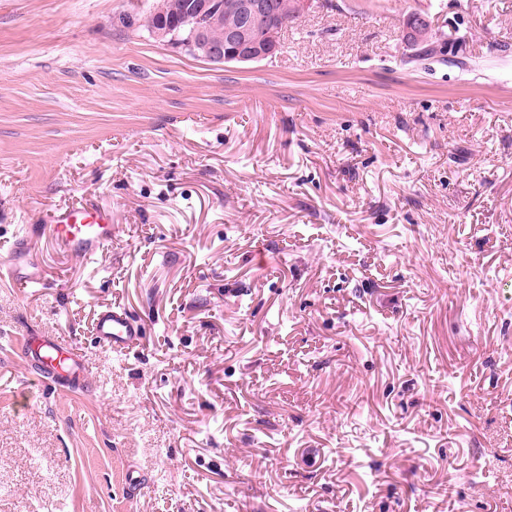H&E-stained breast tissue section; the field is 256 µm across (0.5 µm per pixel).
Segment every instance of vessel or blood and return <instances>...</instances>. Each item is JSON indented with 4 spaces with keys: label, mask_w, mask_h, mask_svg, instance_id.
Masks as SVG:
<instances>
[{
    "label": "vessel or blood",
    "mask_w": 512,
    "mask_h": 512,
    "mask_svg": "<svg viewBox=\"0 0 512 512\" xmlns=\"http://www.w3.org/2000/svg\"><path fill=\"white\" fill-rule=\"evenodd\" d=\"M46 227L52 241L63 255L90 259L112 237L110 213L91 206L65 208L51 212ZM32 226H24L15 241L8 259L13 279L24 285L38 288L43 276L38 268L23 272L18 268L22 257L30 253ZM142 336L140 325L125 312L111 308L102 309L96 322V337L102 344L120 351L135 344ZM23 357L40 372L42 379L62 386H78L88 378V369L80 353L70 344L55 336H30L21 347Z\"/></svg>",
    "instance_id": "b4317fda"
}]
</instances>
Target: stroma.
Segmentation results:
<instances>
[{"instance_id": "1", "label": "stroma", "mask_w": 512, "mask_h": 512, "mask_svg": "<svg viewBox=\"0 0 512 512\" xmlns=\"http://www.w3.org/2000/svg\"><path fill=\"white\" fill-rule=\"evenodd\" d=\"M152 2L0 0V512H512V0H304L226 65ZM90 204L111 243L62 256ZM417 17V20L411 19L402 26L401 37L407 47H416L423 39L425 33L431 28L430 21L425 16L418 15ZM433 39L434 35L430 32L418 45L426 55H429L432 52V49H430L429 46L432 45ZM55 248L65 256L95 257L112 238V216L93 206L57 209L47 218ZM32 232L33 226L30 224L24 226L21 229V235L19 234L17 237V240L15 241L10 252L8 267L12 278L17 282L22 283L25 286L38 288L43 285V276L33 260L28 261V267L30 268L29 271L21 273V271L18 269V262L22 259V257L26 258L30 253L29 243ZM96 337L102 344L120 351L141 339L140 325L123 311L102 309L96 322ZM23 358L40 372L39 380L54 381L62 386H79L88 378L83 357L70 344L56 336L24 337Z\"/></svg>"}]
</instances>
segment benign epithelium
<instances>
[{
  "mask_svg": "<svg viewBox=\"0 0 512 512\" xmlns=\"http://www.w3.org/2000/svg\"><path fill=\"white\" fill-rule=\"evenodd\" d=\"M235 22L224 28V41L215 42L207 33V21L224 19L219 0H186L180 14L160 20L152 27L162 43L187 51L213 64L256 62L273 56L279 48L282 23L278 0H235ZM431 28L420 15L402 26L401 37L415 47Z\"/></svg>",
  "mask_w": 512,
  "mask_h": 512,
  "instance_id": "7a95c632",
  "label": "benign epithelium"
}]
</instances>
